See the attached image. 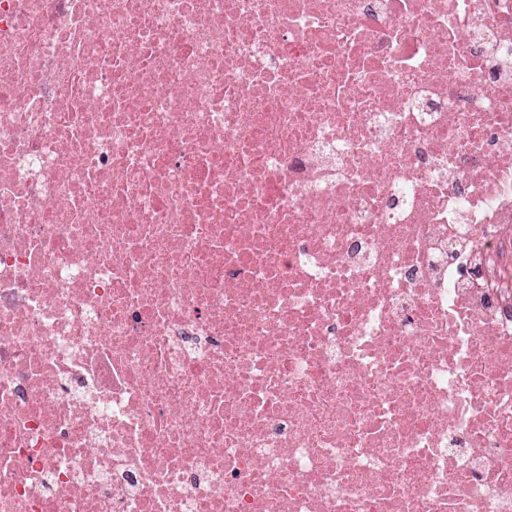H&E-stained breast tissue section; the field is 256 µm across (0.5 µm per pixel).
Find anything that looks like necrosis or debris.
<instances>
[{"instance_id": "necrosis-or-debris-1", "label": "necrosis or debris", "mask_w": 512, "mask_h": 512, "mask_svg": "<svg viewBox=\"0 0 512 512\" xmlns=\"http://www.w3.org/2000/svg\"><path fill=\"white\" fill-rule=\"evenodd\" d=\"M0 512H512V0H0Z\"/></svg>"}]
</instances>
